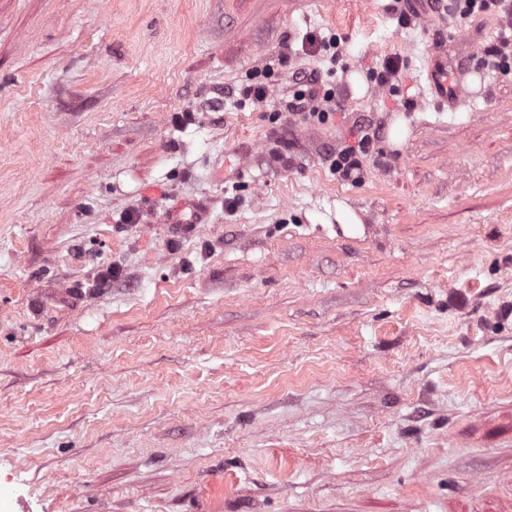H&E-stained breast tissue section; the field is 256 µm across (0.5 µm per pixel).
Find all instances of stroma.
Returning <instances> with one entry per match:
<instances>
[{"label": "stroma", "instance_id": "obj_1", "mask_svg": "<svg viewBox=\"0 0 512 512\" xmlns=\"http://www.w3.org/2000/svg\"><path fill=\"white\" fill-rule=\"evenodd\" d=\"M499 32L428 0H0V512H512ZM312 70L323 125L284 109ZM364 128L354 183L329 154ZM428 81L431 89L432 103L437 111L442 112L447 108L453 111L462 102V91L457 85L450 86L448 71L439 72L434 66L428 69ZM448 87L451 89L448 90Z\"/></svg>", "mask_w": 512, "mask_h": 512}]
</instances>
